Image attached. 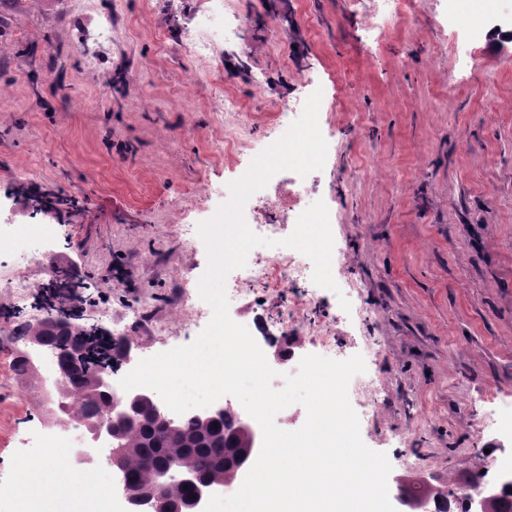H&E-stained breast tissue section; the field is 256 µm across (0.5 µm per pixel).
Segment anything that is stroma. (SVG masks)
<instances>
[{
  "label": "stroma",
  "mask_w": 512,
  "mask_h": 512,
  "mask_svg": "<svg viewBox=\"0 0 512 512\" xmlns=\"http://www.w3.org/2000/svg\"><path fill=\"white\" fill-rule=\"evenodd\" d=\"M375 0H0V235L55 227L0 254V269L45 282L63 267L75 291L111 290L83 323L119 332L147 358L191 344L184 283L199 282L205 251L186 242L270 140L265 121L321 91L328 163L308 177L311 200L335 183L336 241L349 264L350 311L317 289L334 318L340 359L373 341L366 376L349 389L355 412L374 402L360 436L385 453L390 487L432 476L457 487L512 453L488 428L512 401V0H482L469 26L444 0H418L374 39ZM112 34L103 37L104 15ZM217 14L236 39L210 61L178 43ZM93 69H86V61ZM250 113L239 155L217 150L214 85ZM133 285L108 284L115 259ZM268 364L294 348L272 382L296 373L311 342L260 325ZM0 328V490L26 500L25 477L69 493L80 475L52 457L38 425L48 404L13 374Z\"/></svg>",
  "instance_id": "obj_1"
}]
</instances>
